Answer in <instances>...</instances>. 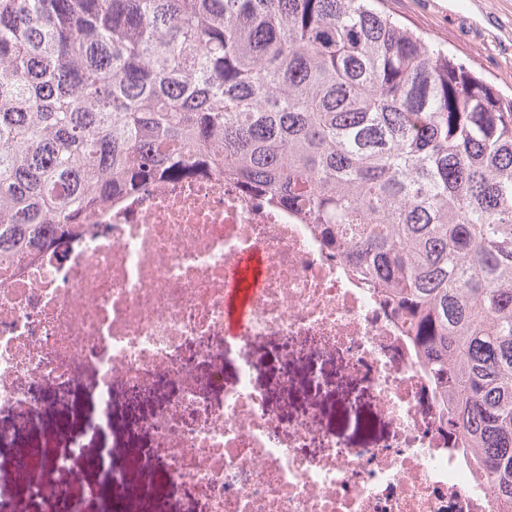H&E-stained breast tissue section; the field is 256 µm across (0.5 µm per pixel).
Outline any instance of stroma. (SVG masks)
<instances>
[{
    "label": "stroma",
    "instance_id": "obj_1",
    "mask_svg": "<svg viewBox=\"0 0 512 512\" xmlns=\"http://www.w3.org/2000/svg\"><path fill=\"white\" fill-rule=\"evenodd\" d=\"M385 6L512 95V0H385Z\"/></svg>",
    "mask_w": 512,
    "mask_h": 512
}]
</instances>
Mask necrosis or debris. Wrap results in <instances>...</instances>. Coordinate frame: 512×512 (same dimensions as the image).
Returning a JSON list of instances; mask_svg holds the SVG:
<instances>
[{"label":"necrosis or debris","instance_id":"necrosis-or-debris-1","mask_svg":"<svg viewBox=\"0 0 512 512\" xmlns=\"http://www.w3.org/2000/svg\"><path fill=\"white\" fill-rule=\"evenodd\" d=\"M457 439L380 296L214 171L0 256V512H490ZM261 265L257 258H246L241 265V279L238 288L230 289L231 293V314L229 328H233L236 323L245 315L248 306V296L251 287L256 283L260 276Z\"/></svg>","mask_w":512,"mask_h":512}]
</instances>
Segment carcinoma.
I'll return each instance as SVG.
<instances>
[{"label":"carcinoma","instance_id":"cac0c4a2","mask_svg":"<svg viewBox=\"0 0 512 512\" xmlns=\"http://www.w3.org/2000/svg\"><path fill=\"white\" fill-rule=\"evenodd\" d=\"M204 167L377 291L512 512V98L379 0H0V249Z\"/></svg>","mask_w":512,"mask_h":512}]
</instances>
